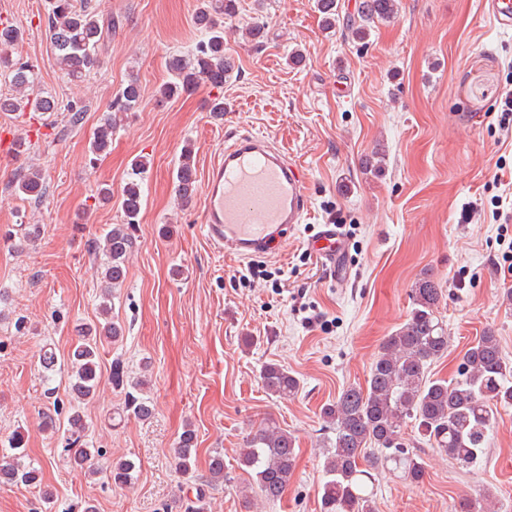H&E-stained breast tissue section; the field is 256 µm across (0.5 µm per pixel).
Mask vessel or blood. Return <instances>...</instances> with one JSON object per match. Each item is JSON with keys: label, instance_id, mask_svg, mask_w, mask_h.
Wrapping results in <instances>:
<instances>
[{"label": "vessel or blood", "instance_id": "1", "mask_svg": "<svg viewBox=\"0 0 512 512\" xmlns=\"http://www.w3.org/2000/svg\"><path fill=\"white\" fill-rule=\"evenodd\" d=\"M501 30H512V0H482ZM203 222L211 243L249 258L276 251L308 211L301 168L262 135L245 133L225 144L224 156L207 171ZM311 249L339 263L345 242L336 225H321Z\"/></svg>", "mask_w": 512, "mask_h": 512}]
</instances>
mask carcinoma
Returning a JSON list of instances; mask_svg holds the SVG:
<instances>
[{"label":"carcinoma","mask_w":512,"mask_h":512,"mask_svg":"<svg viewBox=\"0 0 512 512\" xmlns=\"http://www.w3.org/2000/svg\"><path fill=\"white\" fill-rule=\"evenodd\" d=\"M236 0H202L195 16L202 38L187 55L169 57L171 76L161 89L166 99L189 93L201 84L224 86L231 63L224 54V29L216 16L235 13ZM325 27L332 29L340 20L337 0H317ZM47 29L61 68L73 78L82 77L97 65L103 40V26L88 0H50ZM396 0H362L358 18H348L345 30L354 40H364L373 24L396 14ZM22 39L16 27L0 23V48L16 45ZM9 68L10 82L18 91L34 86L31 66L0 57ZM139 86L130 82L117 94L108 114L99 125L91 143L95 158L107 154L112 146V130L119 117L139 102ZM31 108L34 112H53L49 97L0 96V111ZM147 162L132 164L125 184L121 208L124 223L114 224L95 242V254L101 261L103 293L97 323L84 328L80 344L69 355L70 400L67 436L64 448L75 467L88 469L99 448L84 447L86 423L76 404L91 398L100 382L101 348L123 335L122 326L111 317V300L126 279V260L134 246L131 228L138 223L143 207L142 181ZM15 191L25 200L38 201L47 191L42 174L32 171L19 175ZM196 191L194 147L188 143L180 154L175 192L189 200ZM443 297L440 284L430 276L415 283L411 311L405 322L385 337L371 366L366 386L351 385L336 402L322 408L327 430L322 439L324 479L319 488L321 512H376L373 467L387 468L404 480L422 482L425 469L422 457L409 451L405 429L416 430L419 439L450 456L462 465H470L483 455L489 430L496 421L498 406L512 405V365L506 362L499 340L487 331L465 351L458 374L451 380L431 379V364L448 353L449 336L436 311ZM261 379L268 394L285 398L296 394L299 379L287 369L271 363L262 367ZM112 384L125 389L124 411L146 420L153 414L152 401L145 397L147 380L130 379L121 359L112 360ZM23 439L12 438L8 448L0 450V482H37V470L26 462L21 451ZM178 466L191 475L196 458V435L187 426L178 439ZM297 458L296 439L271 419L239 450L238 466L251 477L257 495L268 502L280 499L292 479ZM133 465L128 460L112 463L113 483L125 485L132 480Z\"/></svg>","instance_id":"carcinoma-1"}]
</instances>
